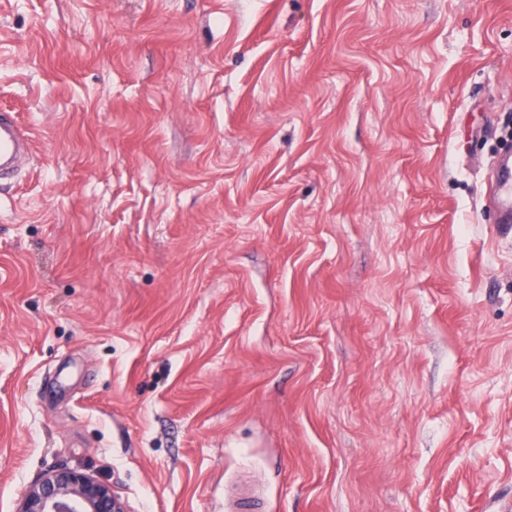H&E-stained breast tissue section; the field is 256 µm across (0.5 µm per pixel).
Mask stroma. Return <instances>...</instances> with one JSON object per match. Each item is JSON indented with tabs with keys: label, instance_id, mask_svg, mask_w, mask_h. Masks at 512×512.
<instances>
[{
	"label": "stroma",
	"instance_id": "1",
	"mask_svg": "<svg viewBox=\"0 0 512 512\" xmlns=\"http://www.w3.org/2000/svg\"><path fill=\"white\" fill-rule=\"evenodd\" d=\"M0 512H498L512 0H0ZM1 112V111H0ZM32 152L29 132L18 124L11 112L0 113V172L6 174L15 168L17 158L26 150ZM494 191L489 205L499 214L500 224H512V156L503 155L492 173ZM17 512H126L112 487L80 468L60 467L27 487Z\"/></svg>",
	"mask_w": 512,
	"mask_h": 512
}]
</instances>
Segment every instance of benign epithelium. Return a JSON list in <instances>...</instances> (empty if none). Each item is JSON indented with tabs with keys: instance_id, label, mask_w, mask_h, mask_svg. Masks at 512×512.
Segmentation results:
<instances>
[{
	"instance_id": "7a95c632",
	"label": "benign epithelium",
	"mask_w": 512,
	"mask_h": 512,
	"mask_svg": "<svg viewBox=\"0 0 512 512\" xmlns=\"http://www.w3.org/2000/svg\"><path fill=\"white\" fill-rule=\"evenodd\" d=\"M17 512H126V507L106 481L60 467L27 487Z\"/></svg>"
}]
</instances>
